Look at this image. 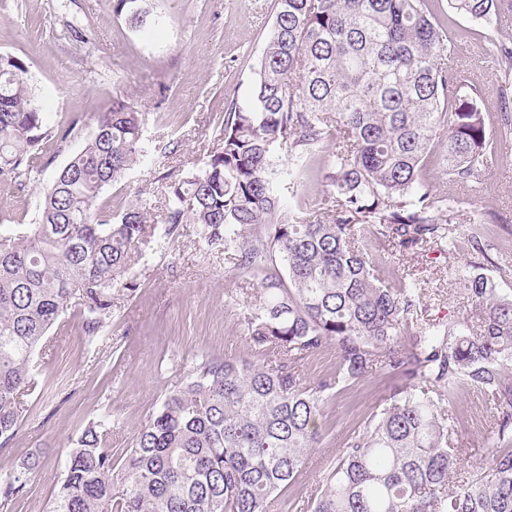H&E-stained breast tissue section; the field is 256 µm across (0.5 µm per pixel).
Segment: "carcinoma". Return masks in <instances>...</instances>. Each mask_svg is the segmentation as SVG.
Returning <instances> with one entry per match:
<instances>
[{
	"label": "carcinoma",
	"instance_id": "1",
	"mask_svg": "<svg viewBox=\"0 0 512 512\" xmlns=\"http://www.w3.org/2000/svg\"><path fill=\"white\" fill-rule=\"evenodd\" d=\"M275 8L251 98L229 105L216 148L171 182L160 214L139 197L99 207L145 157L142 114L115 98L56 176L40 222L0 224V449L21 424L35 352L72 300L84 334L97 335L131 247H149L158 223H189L259 288L239 313L253 358H202L119 459L109 421L88 422L48 512H270L276 501L295 512L325 405L373 373L401 384L336 450L310 512H512V294L479 262L450 266L477 324L424 319L422 285L375 255L456 247L451 225L469 214L457 190L484 184L492 145L512 140V39L491 41L501 103L491 126L485 86L448 65L454 42L428 0ZM448 9L495 29L512 18V0ZM113 12L136 27L149 16L146 0H113ZM26 74L0 53L3 187L42 165L51 137ZM319 156L328 190L304 217L292 201ZM326 348L334 371L304 385L300 367ZM461 388L491 395L499 415L486 463L452 486L465 458L445 401ZM40 470L32 454L0 474V507Z\"/></svg>",
	"mask_w": 512,
	"mask_h": 512
}]
</instances>
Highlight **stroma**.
<instances>
[{
  "label": "stroma",
  "mask_w": 512,
  "mask_h": 512,
  "mask_svg": "<svg viewBox=\"0 0 512 512\" xmlns=\"http://www.w3.org/2000/svg\"><path fill=\"white\" fill-rule=\"evenodd\" d=\"M148 7L146 27L137 28L113 13L112 0H0V53L25 63L43 99L46 127L73 130L67 142H42L49 160L44 172L0 187V224L38 222L39 203L55 173L84 147L99 113L114 98L142 112L152 151L120 184L105 190L103 205L115 208L140 195L160 212L170 181L216 148L228 105L252 94L275 18L274 0H148ZM429 7L445 13L455 37L452 66L486 85V112L496 115L497 72L482 69L480 62L490 39L512 38V29L489 31L447 13V0H430ZM169 142L174 152H161ZM472 199L478 214L512 212V143L496 144L485 184ZM488 233L485 272L510 292L512 275L500 271L512 266V223L489 225ZM471 258L463 242L445 258L435 252L400 257L430 290L424 317H469L471 306L448 268L465 266ZM129 279L135 290L114 287L112 309L95 338L83 335L74 307L35 355L22 424L11 444L0 449V472L37 451L43 454L42 470L11 512H47L63 477L66 450L89 421L109 416L112 452L121 454L204 356L248 353L235 308L257 289L235 273L223 250L198 238L194 225H179L171 233L157 227L152 245L135 255ZM393 390V381L373 375L328 404L319 445L299 479L304 492L315 490L337 448ZM454 409L456 438L470 472L486 460L497 412L487 394L475 389L460 390Z\"/></svg>",
  "instance_id": "stroma-1"
}]
</instances>
